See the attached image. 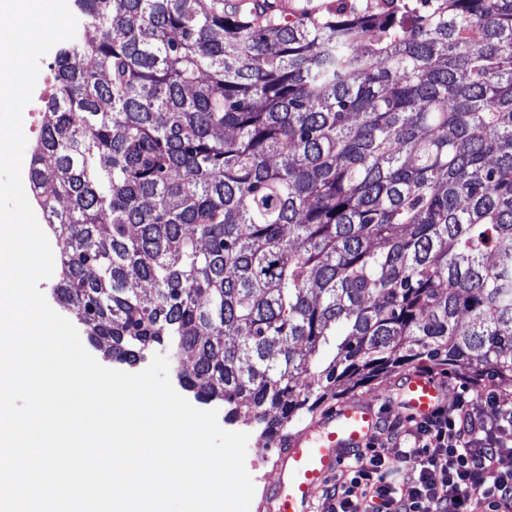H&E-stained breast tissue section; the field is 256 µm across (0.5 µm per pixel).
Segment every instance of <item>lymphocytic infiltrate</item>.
Here are the masks:
<instances>
[{
	"label": "lymphocytic infiltrate",
	"mask_w": 512,
	"mask_h": 512,
	"mask_svg": "<svg viewBox=\"0 0 512 512\" xmlns=\"http://www.w3.org/2000/svg\"><path fill=\"white\" fill-rule=\"evenodd\" d=\"M496 388L458 394L423 421L388 423L399 459L369 445L349 467L348 484L328 490L322 512H512V444L499 434L512 428V407H497ZM496 406L494 418L483 415ZM362 488L354 497L353 488Z\"/></svg>",
	"instance_id": "f902f5d3"
}]
</instances>
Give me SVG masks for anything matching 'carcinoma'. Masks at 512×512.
I'll return each instance as SVG.
<instances>
[{"instance_id": "carcinoma-1", "label": "carcinoma", "mask_w": 512, "mask_h": 512, "mask_svg": "<svg viewBox=\"0 0 512 512\" xmlns=\"http://www.w3.org/2000/svg\"><path fill=\"white\" fill-rule=\"evenodd\" d=\"M24 164L88 339L286 424L398 367L512 386V0H76Z\"/></svg>"}]
</instances>
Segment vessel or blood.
<instances>
[{"mask_svg": "<svg viewBox=\"0 0 512 512\" xmlns=\"http://www.w3.org/2000/svg\"><path fill=\"white\" fill-rule=\"evenodd\" d=\"M397 388L400 408L420 419L442 406L446 397L443 384L419 372L403 375ZM380 422L374 403L349 401L284 440L275 462L277 477L264 495V512H311L327 481L352 452L366 448Z\"/></svg>", "mask_w": 512, "mask_h": 512, "instance_id": "vessel-or-blood-1", "label": "vessel or blood"}]
</instances>
